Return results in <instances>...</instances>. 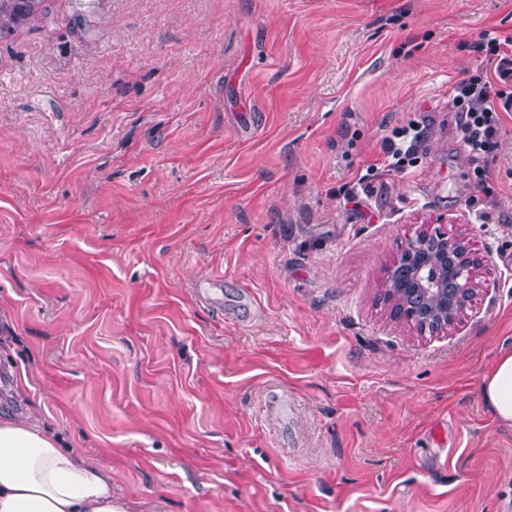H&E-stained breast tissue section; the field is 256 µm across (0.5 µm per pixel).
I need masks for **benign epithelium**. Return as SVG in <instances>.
I'll return each mask as SVG.
<instances>
[{
    "mask_svg": "<svg viewBox=\"0 0 512 512\" xmlns=\"http://www.w3.org/2000/svg\"><path fill=\"white\" fill-rule=\"evenodd\" d=\"M479 265L464 238L439 228L415 233L388 269L396 283L394 315L413 325L454 324L475 291Z\"/></svg>",
    "mask_w": 512,
    "mask_h": 512,
    "instance_id": "obj_1",
    "label": "benign epithelium"
}]
</instances>
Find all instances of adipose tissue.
Returning <instances> with one entry per match:
<instances>
[{
	"label": "adipose tissue",
	"mask_w": 512,
	"mask_h": 512,
	"mask_svg": "<svg viewBox=\"0 0 512 512\" xmlns=\"http://www.w3.org/2000/svg\"><path fill=\"white\" fill-rule=\"evenodd\" d=\"M482 398L512 424V350L484 376ZM0 512H126L112 497V476L75 456L46 425L0 418Z\"/></svg>",
	"instance_id": "adipose-tissue-1"
}]
</instances>
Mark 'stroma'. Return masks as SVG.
Listing matches in <instances>:
<instances>
[{
	"mask_svg": "<svg viewBox=\"0 0 512 512\" xmlns=\"http://www.w3.org/2000/svg\"><path fill=\"white\" fill-rule=\"evenodd\" d=\"M45 4L0 38V413L37 408L127 512H507L481 384L512 347V112L476 162L451 90L512 0ZM409 123L416 165L347 204ZM424 225L484 260L444 332L382 300Z\"/></svg>",
	"mask_w": 512,
	"mask_h": 512,
	"instance_id": "obj_1",
	"label": "stroma"
}]
</instances>
